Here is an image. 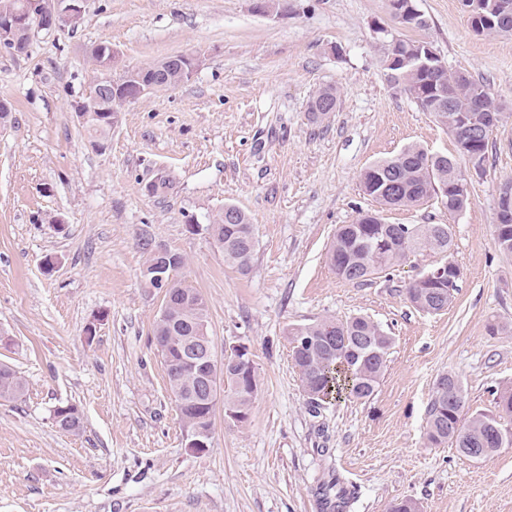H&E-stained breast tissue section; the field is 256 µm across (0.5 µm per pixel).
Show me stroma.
I'll return each mask as SVG.
<instances>
[{
  "label": "stroma",
  "instance_id": "obj_1",
  "mask_svg": "<svg viewBox=\"0 0 512 512\" xmlns=\"http://www.w3.org/2000/svg\"><path fill=\"white\" fill-rule=\"evenodd\" d=\"M416 4L426 28L402 26L388 0H288L268 14L252 0H86L77 29L36 30L24 55L0 46V101L13 107L0 129V364L25 382L0 400V512H389L406 499L422 512H512V447L474 460L425 437L441 374L461 377L474 412L512 388V255L494 240L512 180V36L474 32L461 0ZM395 37L428 42L510 114L481 169L459 162L466 209L433 198L385 214L452 225L463 279L438 314L406 298L435 256L360 283L329 260L337 227L376 206L360 188L368 165L410 145L456 151L388 81ZM99 43L116 52V80L198 60L187 81L125 103L101 151L75 112ZM328 86L337 110L313 120L308 103ZM160 176L168 187L147 194ZM228 204L257 241L245 275L205 229ZM144 238L184 257L177 277L205 298L216 352L247 347L260 380L245 425L216 405L199 454L153 340L164 292L143 277ZM356 315L393 336L387 369L370 398L312 410L287 331ZM66 405L78 431L54 423ZM332 483L352 493L346 507L326 504ZM185 434V448L192 453L206 451L210 447L211 435L207 434L198 424L190 428L188 424L183 426Z\"/></svg>",
  "mask_w": 512,
  "mask_h": 512
}]
</instances>
